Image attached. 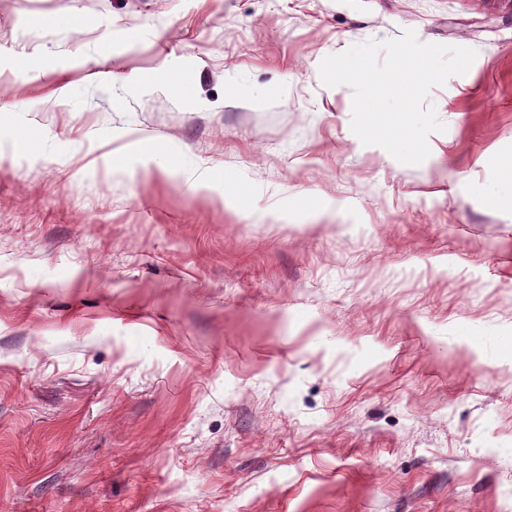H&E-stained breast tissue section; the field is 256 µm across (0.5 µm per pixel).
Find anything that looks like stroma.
I'll return each instance as SVG.
<instances>
[{"instance_id":"obj_1","label":"stroma","mask_w":512,"mask_h":512,"mask_svg":"<svg viewBox=\"0 0 512 512\" xmlns=\"http://www.w3.org/2000/svg\"><path fill=\"white\" fill-rule=\"evenodd\" d=\"M0 512H512V0H0Z\"/></svg>"}]
</instances>
